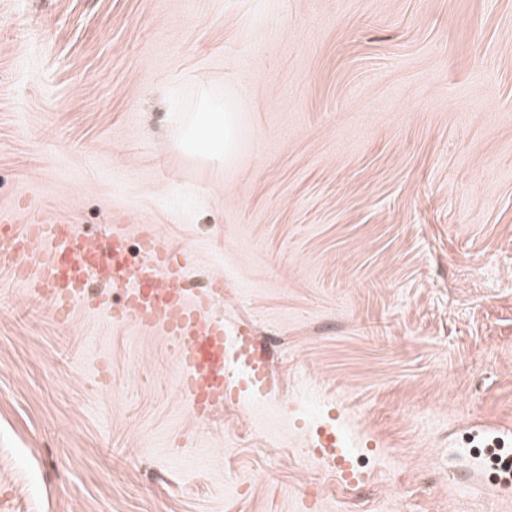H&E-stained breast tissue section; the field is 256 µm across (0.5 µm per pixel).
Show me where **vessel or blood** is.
<instances>
[{
  "label": "vessel or blood",
  "mask_w": 512,
  "mask_h": 512,
  "mask_svg": "<svg viewBox=\"0 0 512 512\" xmlns=\"http://www.w3.org/2000/svg\"><path fill=\"white\" fill-rule=\"evenodd\" d=\"M142 260L130 265L124 225H111L107 241L83 234L63 217L0 222V254L27 293L47 303L60 321L79 307L105 313L116 325H132L163 336L175 349L180 389L197 421L225 401L269 387L267 354L253 340L251 324L224 319L216 311L223 284L196 291L185 287L190 249L177 250L153 225L139 227ZM106 291L94 294L92 283ZM119 290L111 300L110 290ZM339 416L328 410L310 431L308 456L321 461L346 485L363 482L354 468Z\"/></svg>",
  "instance_id": "vessel-or-blood-1"
}]
</instances>
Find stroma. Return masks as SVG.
<instances>
[{
	"label": "stroma",
	"instance_id": "obj_1",
	"mask_svg": "<svg viewBox=\"0 0 512 512\" xmlns=\"http://www.w3.org/2000/svg\"><path fill=\"white\" fill-rule=\"evenodd\" d=\"M237 100L231 162L173 151ZM155 225L281 341L197 422L167 342L60 322L0 257L4 512H512V0H0V211ZM364 482L304 453L324 400Z\"/></svg>",
	"mask_w": 512,
	"mask_h": 512
}]
</instances>
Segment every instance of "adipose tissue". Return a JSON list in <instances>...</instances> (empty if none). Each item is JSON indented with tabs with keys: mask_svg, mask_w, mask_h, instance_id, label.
Masks as SVG:
<instances>
[{
	"mask_svg": "<svg viewBox=\"0 0 512 512\" xmlns=\"http://www.w3.org/2000/svg\"><path fill=\"white\" fill-rule=\"evenodd\" d=\"M237 126L235 104L228 103L221 107L208 101L188 118L175 146L195 155H215L228 159L238 149Z\"/></svg>",
	"mask_w": 512,
	"mask_h": 512,
	"instance_id": "1",
	"label": "adipose tissue"
}]
</instances>
